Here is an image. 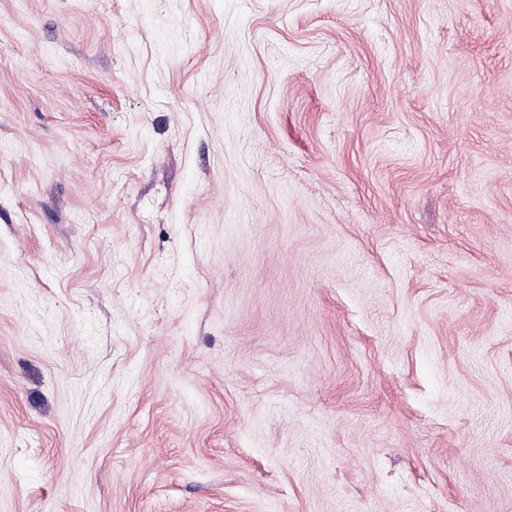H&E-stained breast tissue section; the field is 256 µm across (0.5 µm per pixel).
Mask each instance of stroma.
<instances>
[{"mask_svg": "<svg viewBox=\"0 0 512 512\" xmlns=\"http://www.w3.org/2000/svg\"><path fill=\"white\" fill-rule=\"evenodd\" d=\"M0 512H512V0H0Z\"/></svg>", "mask_w": 512, "mask_h": 512, "instance_id": "1", "label": "stroma"}]
</instances>
